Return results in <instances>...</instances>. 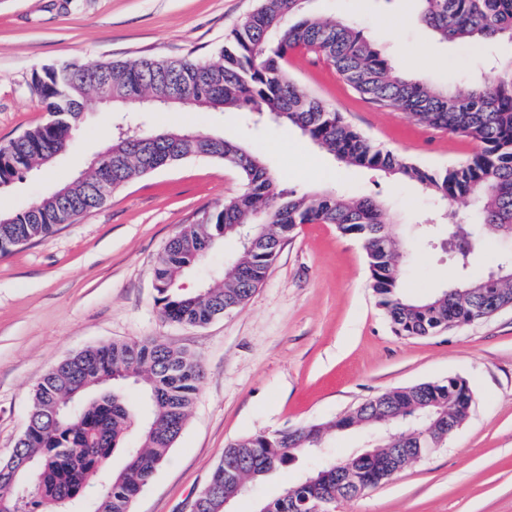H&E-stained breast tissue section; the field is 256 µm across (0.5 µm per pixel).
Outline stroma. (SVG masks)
<instances>
[{
  "label": "stroma",
  "mask_w": 512,
  "mask_h": 512,
  "mask_svg": "<svg viewBox=\"0 0 512 512\" xmlns=\"http://www.w3.org/2000/svg\"><path fill=\"white\" fill-rule=\"evenodd\" d=\"M0 0V142L43 124L31 87L50 65L143 58L215 61L259 0ZM324 19L363 31L403 73L467 91L468 77L512 47L483 49L438 40L417 20V0H310ZM290 74L370 140L428 169L461 163L479 143L416 124L362 99L323 62L296 54ZM114 112L95 95L59 156L0 189V214L31 207L86 171L111 145ZM152 130L194 127L241 139L263 153L279 181L297 190L373 196L404 238L405 293L426 295L454 282L446 248L429 225L443 204L419 186L347 167L299 131L248 112L166 109L146 115ZM243 187L224 161L190 157L116 190L101 208L52 235L0 255V459L24 431L35 384L84 349L157 337L196 355L203 370L187 425L131 512H188L230 442L341 416L389 388L466 378L475 395L467 421L441 448L388 483L339 502L336 512H512V309L434 336L395 335L370 287L361 243L332 224H302L265 283L238 310L204 326L165 321L153 266L178 228L193 224ZM239 253L228 240L188 269L178 288H203ZM300 456L273 473L231 512H255L309 465Z\"/></svg>",
  "instance_id": "stroma-1"
}]
</instances>
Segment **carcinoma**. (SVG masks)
Instances as JSON below:
<instances>
[{"mask_svg":"<svg viewBox=\"0 0 512 512\" xmlns=\"http://www.w3.org/2000/svg\"><path fill=\"white\" fill-rule=\"evenodd\" d=\"M308 0H260L259 7L233 31L216 62L185 59L112 61L91 66L48 67L32 85L45 105V123L0 144V187L67 149L82 112L84 96L101 82L117 103L145 95L160 96L171 82L191 95V108L255 112L293 126L312 143L346 165L413 182L441 201H464L471 210L450 248L458 282L422 298L400 290V240L385 224L383 203L332 192H298L279 183L263 156L226 137L192 129L136 133L112 143V184L121 188L152 172L156 156L172 152L171 163L201 150L237 168L243 189L208 214L202 224H187L164 247L153 267L157 301L164 319L192 325L242 307L266 280L282 245L300 224H334L359 240L367 259L371 288L396 335L433 336L492 309L512 305V267L496 284L471 274L469 223L512 236V57L488 74L471 79L465 93L400 72L364 33L339 20H323L305 11ZM420 18L442 40L479 46L512 44V0H418ZM311 55L331 64L363 99L404 113L409 119L480 144L469 160L442 170L421 167L378 147L343 116L311 96L291 77L288 58ZM85 182L65 184L67 193L49 196L0 223V254L47 237L62 224L102 207ZM255 245L224 264L221 282L194 294L174 288L192 265L203 260V242L214 247L226 238L241 239L243 228ZM202 373L196 357L158 338L112 342L83 350L48 371L35 385L28 422L12 455L0 461V512H61L55 502L82 498L97 478L101 490L94 512H130L133 499L152 479L180 436L199 391ZM473 388L456 389L450 380L381 391L359 403L346 418H331L292 430L262 433L231 442L215 466L192 512H225L270 474L288 465L306 448L323 445L343 423L376 438L373 456L357 453L343 465L365 478L350 488L332 475L320 493L335 512L336 503L389 482L411 464L409 457L431 454L448 439L449 424L469 418ZM408 418L392 430L400 439H380L385 421ZM137 428L142 444L124 447ZM120 449L125 465L110 474L112 454ZM329 458L319 457L298 480L275 498L263 499L257 512H303L311 486Z\"/></svg>","mask_w":512,"mask_h":512,"instance_id":"cac0c4a2","label":"carcinoma"}]
</instances>
